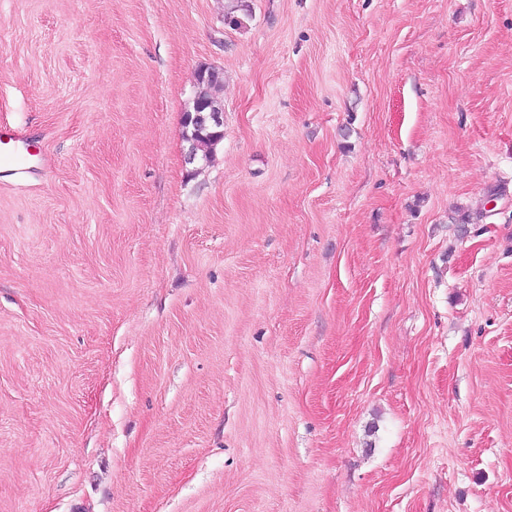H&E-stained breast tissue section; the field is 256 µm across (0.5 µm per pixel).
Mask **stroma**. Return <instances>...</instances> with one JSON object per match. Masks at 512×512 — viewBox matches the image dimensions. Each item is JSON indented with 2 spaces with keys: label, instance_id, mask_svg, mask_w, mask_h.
I'll use <instances>...</instances> for the list:
<instances>
[{
  "label": "stroma",
  "instance_id": "35a3bbf8",
  "mask_svg": "<svg viewBox=\"0 0 512 512\" xmlns=\"http://www.w3.org/2000/svg\"><path fill=\"white\" fill-rule=\"evenodd\" d=\"M236 1L0 0V512H512V0ZM197 74L199 82L211 86V89H209L210 97H202L196 94L193 98L192 107L183 113L184 138L189 144L186 153V161L188 163H194L200 159L198 151L201 146L197 138L201 133L203 134L202 141L205 145L208 139L218 137V135H209L207 132L202 131L215 130L214 134H220V137L216 139L213 146L219 143L224 133L223 109L215 97L216 92L223 84L222 73L215 68L202 66L198 69Z\"/></svg>",
  "mask_w": 512,
  "mask_h": 512
}]
</instances>
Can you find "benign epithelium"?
I'll return each mask as SVG.
<instances>
[{
	"label": "benign epithelium",
	"mask_w": 512,
	"mask_h": 512,
	"mask_svg": "<svg viewBox=\"0 0 512 512\" xmlns=\"http://www.w3.org/2000/svg\"><path fill=\"white\" fill-rule=\"evenodd\" d=\"M198 80L210 86V96L195 95L193 105L184 112V138L189 144L186 161L193 163L199 159L200 144L197 141L199 135L205 130H214L223 134V109L218 103L215 94L223 84L222 73L212 67L202 66L197 71Z\"/></svg>",
	"instance_id": "1"
}]
</instances>
